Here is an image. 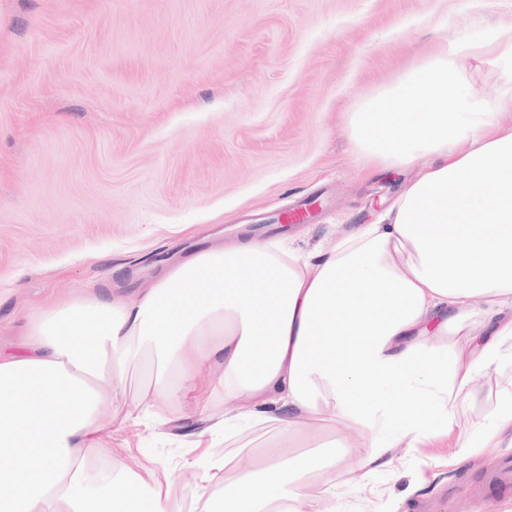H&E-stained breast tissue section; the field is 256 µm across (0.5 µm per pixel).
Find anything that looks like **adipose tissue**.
<instances>
[{
	"mask_svg": "<svg viewBox=\"0 0 512 512\" xmlns=\"http://www.w3.org/2000/svg\"><path fill=\"white\" fill-rule=\"evenodd\" d=\"M478 81L441 50L349 112L368 168L431 162L316 258L252 240L198 253L129 299L88 292L40 311L21 350L0 355V512H167L158 480L104 455L107 402L133 366L185 403L218 361L225 399H249L235 418L278 425L235 480L208 460L202 480L223 493L201 512H289L290 484L312 473L333 495L344 443L297 450L321 403L356 426L360 470L451 428L473 377L512 359V125L498 121L512 91L476 98Z\"/></svg>",
	"mask_w": 512,
	"mask_h": 512,
	"instance_id": "1",
	"label": "adipose tissue"
}]
</instances>
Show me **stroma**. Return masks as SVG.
Wrapping results in <instances>:
<instances>
[{
  "mask_svg": "<svg viewBox=\"0 0 512 512\" xmlns=\"http://www.w3.org/2000/svg\"><path fill=\"white\" fill-rule=\"evenodd\" d=\"M512 35V0H0V352L37 310L96 287L127 296L218 245L277 238L302 256L400 193L416 168L369 171L344 114L425 52ZM310 221L279 227L297 201ZM202 367L181 407L130 372L105 454L156 477L169 512L201 488L208 455L247 456L272 438L196 443L206 417L234 415ZM512 365L479 373L452 434L396 449L389 467L344 468L338 496L293 484L309 512H512L493 484L512 447L483 444ZM151 407L153 418L142 415ZM477 444L456 453L457 436Z\"/></svg>",
  "mask_w": 512,
  "mask_h": 512,
  "instance_id": "obj_1",
  "label": "stroma"
}]
</instances>
